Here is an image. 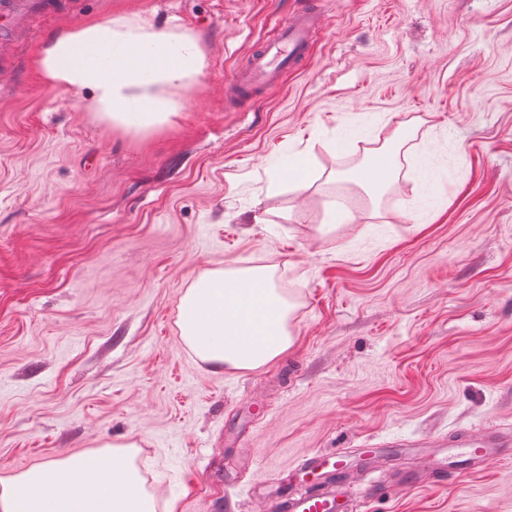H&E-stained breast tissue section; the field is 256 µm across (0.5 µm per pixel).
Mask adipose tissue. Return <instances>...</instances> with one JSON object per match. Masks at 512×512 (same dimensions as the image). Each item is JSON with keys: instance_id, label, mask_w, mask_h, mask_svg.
<instances>
[{"instance_id": "obj_1", "label": "adipose tissue", "mask_w": 512, "mask_h": 512, "mask_svg": "<svg viewBox=\"0 0 512 512\" xmlns=\"http://www.w3.org/2000/svg\"><path fill=\"white\" fill-rule=\"evenodd\" d=\"M54 84L87 90L105 122L149 129L177 105L172 90L188 87L204 67L195 39L133 25L120 18L79 21L54 34L40 56ZM404 129L392 131L346 181L381 198L398 180ZM295 305L269 268L211 269L185 290L180 335L217 370H253L275 363L293 345ZM0 512H155L129 452L99 450L51 460L0 478Z\"/></svg>"}]
</instances>
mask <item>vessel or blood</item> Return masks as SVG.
<instances>
[{"instance_id": "vessel-or-blood-1", "label": "vessel or blood", "mask_w": 512, "mask_h": 512, "mask_svg": "<svg viewBox=\"0 0 512 512\" xmlns=\"http://www.w3.org/2000/svg\"><path fill=\"white\" fill-rule=\"evenodd\" d=\"M54 7L53 0H0V42L6 41L22 21ZM320 23L312 6L284 18L278 25L276 39L263 43L250 66L233 78L229 86L233 101L239 104L251 101L259 91L277 83L290 65L305 58ZM511 447L512 429L494 427L449 439L440 448L414 441L405 444L404 449L421 453L435 475L444 477L477 468ZM382 454L379 448L311 452L297 466L295 480H273L262 497L271 512H350L354 490L347 480L348 473L374 471Z\"/></svg>"}]
</instances>
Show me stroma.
Returning a JSON list of instances; mask_svg holds the SVG:
<instances>
[{
    "mask_svg": "<svg viewBox=\"0 0 512 512\" xmlns=\"http://www.w3.org/2000/svg\"><path fill=\"white\" fill-rule=\"evenodd\" d=\"M306 0H62L0 44V476L124 442L159 512H268L316 450L512 427V0H316L310 57L225 85ZM191 34L168 122L105 124L38 66L77 21ZM416 172L379 204L336 180L399 125ZM309 152L311 187L280 162ZM350 222L325 233L329 202ZM296 303L277 363L215 373L178 328L212 268ZM366 512H512V454Z\"/></svg>",
    "mask_w": 512,
    "mask_h": 512,
    "instance_id": "stroma-1",
    "label": "stroma"
}]
</instances>
